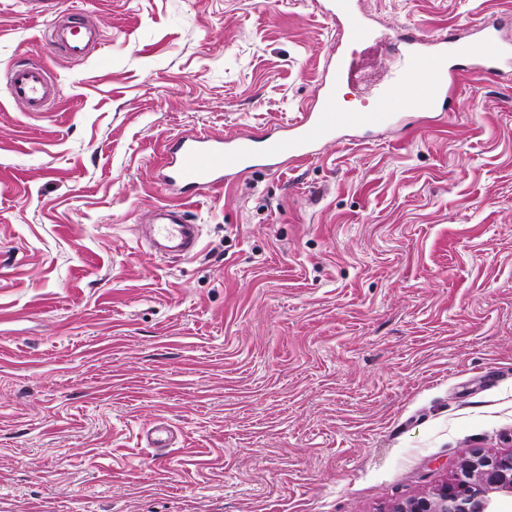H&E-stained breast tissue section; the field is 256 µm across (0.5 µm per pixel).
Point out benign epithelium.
Instances as JSON below:
<instances>
[{
  "instance_id": "benign-epithelium-1",
  "label": "benign epithelium",
  "mask_w": 512,
  "mask_h": 512,
  "mask_svg": "<svg viewBox=\"0 0 512 512\" xmlns=\"http://www.w3.org/2000/svg\"><path fill=\"white\" fill-rule=\"evenodd\" d=\"M499 497L512 498V450H471L453 478L421 498L396 503L389 512H493Z\"/></svg>"
}]
</instances>
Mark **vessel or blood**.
<instances>
[{"label":"vessel or blood","mask_w":512,"mask_h":512,"mask_svg":"<svg viewBox=\"0 0 512 512\" xmlns=\"http://www.w3.org/2000/svg\"><path fill=\"white\" fill-rule=\"evenodd\" d=\"M322 8L343 45L371 38L370 20L359 10L358 0H323ZM511 25L512 16L507 14L479 28L464 57L452 32L430 36L417 28L402 27L395 41L405 48V74L379 91L365 112L346 111L339 96L348 65L342 45L324 69L314 103L300 116L273 124L267 132L250 129L230 137L187 132L174 137L165 148L161 187L176 199L152 208L147 224L138 230L139 238L161 257L189 256L201 236L199 225L188 218L190 198L222 190L253 169L277 171L307 162L322 145L348 132L396 125L411 102L431 112H445L461 78L494 82L512 70V45L500 35L503 27ZM99 40L98 29L64 15L52 27L50 48L82 59ZM6 85L10 98L33 113L46 112L59 92L57 82L35 63L9 67Z\"/></svg>","instance_id":"obj_1"}]
</instances>
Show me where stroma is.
<instances>
[{
  "label": "stroma",
  "mask_w": 512,
  "mask_h": 512,
  "mask_svg": "<svg viewBox=\"0 0 512 512\" xmlns=\"http://www.w3.org/2000/svg\"><path fill=\"white\" fill-rule=\"evenodd\" d=\"M63 2L86 59L0 0V512H388L512 449V75L193 198L198 250L164 260L136 233L164 143L294 116L336 28L316 0ZM362 8L365 107L395 29L466 45L512 0ZM29 59L60 85L41 114L6 88Z\"/></svg>",
  "instance_id": "obj_1"
}]
</instances>
